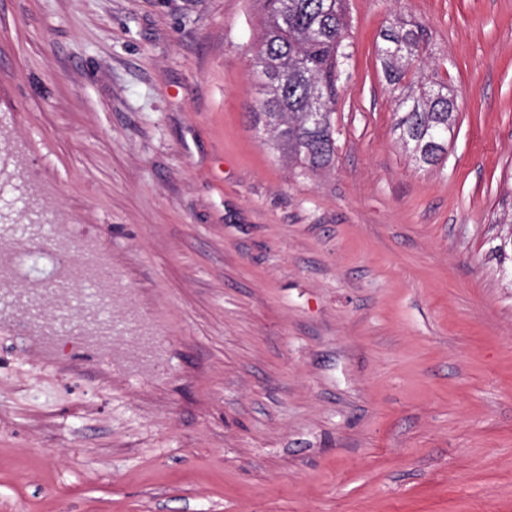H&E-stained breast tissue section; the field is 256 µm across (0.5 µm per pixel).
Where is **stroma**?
Returning <instances> with one entry per match:
<instances>
[{"mask_svg":"<svg viewBox=\"0 0 512 512\" xmlns=\"http://www.w3.org/2000/svg\"><path fill=\"white\" fill-rule=\"evenodd\" d=\"M262 0H0V182L111 337L0 309V512H512V0H348L336 157L254 128ZM426 27L430 166L377 61Z\"/></svg>","mask_w":512,"mask_h":512,"instance_id":"35a3bbf8","label":"stroma"}]
</instances>
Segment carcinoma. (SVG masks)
<instances>
[{"label":"carcinoma","instance_id":"obj_1","mask_svg":"<svg viewBox=\"0 0 512 512\" xmlns=\"http://www.w3.org/2000/svg\"><path fill=\"white\" fill-rule=\"evenodd\" d=\"M261 37L254 68L262 97L253 123L267 143L302 172L330 166L336 154L332 114L336 110L341 67L349 58L346 0H264ZM429 51L426 29L397 22L381 33L378 56L383 75L397 95L401 140L413 145L424 164L439 163L448 152L458 97L448 81L428 87L415 79Z\"/></svg>","mask_w":512,"mask_h":512}]
</instances>
